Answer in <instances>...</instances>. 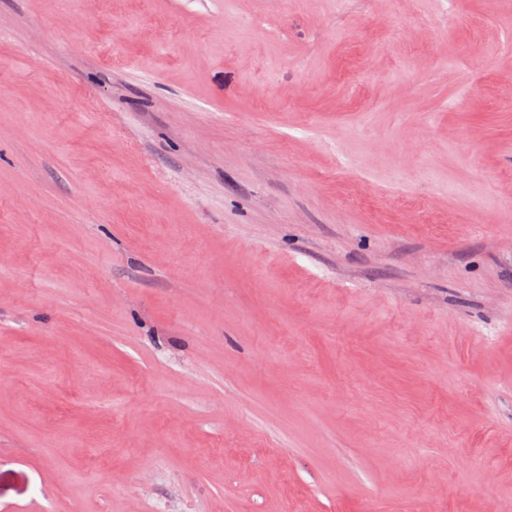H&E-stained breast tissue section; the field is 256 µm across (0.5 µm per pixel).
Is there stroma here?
I'll return each instance as SVG.
<instances>
[{"instance_id":"35a3bbf8","label":"stroma","mask_w":512,"mask_h":512,"mask_svg":"<svg viewBox=\"0 0 512 512\" xmlns=\"http://www.w3.org/2000/svg\"><path fill=\"white\" fill-rule=\"evenodd\" d=\"M512 512V0H0V512Z\"/></svg>"}]
</instances>
